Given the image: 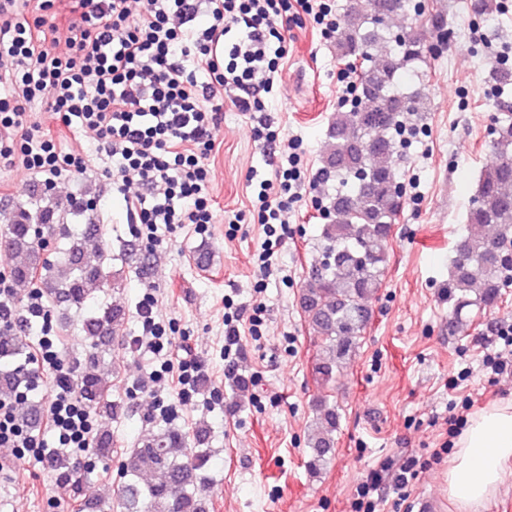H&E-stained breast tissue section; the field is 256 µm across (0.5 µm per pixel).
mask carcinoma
<instances>
[{
    "mask_svg": "<svg viewBox=\"0 0 512 512\" xmlns=\"http://www.w3.org/2000/svg\"><path fill=\"white\" fill-rule=\"evenodd\" d=\"M410 0H348L342 29L336 38V56L365 62L356 85L353 106L333 118L322 154L321 170L347 188L332 199L336 219L322 230L323 260L303 282L301 309L309 326L320 336L323 351L313 366L318 384L329 387L359 344L370 314V301L381 288L388 263V239L402 205L403 193L393 169L399 146L398 130L404 120L424 111L423 99L393 91L401 74L414 72L427 62L429 39L443 46L453 38L441 13L429 15L428 26L413 22L394 37L397 52L380 58L376 52L387 42V20L409 12ZM488 80L509 97L512 69L491 65ZM492 147L497 159L480 176L479 187L467 213V234L460 240L453 271L445 285L448 323L466 324L472 309H490L512 282V118L496 123ZM84 199L35 209L13 211L6 235L16 262L12 277L36 286L52 304L80 315L81 333L92 349L123 330L126 309L118 304L90 306L94 287H124L123 270L112 269V251L103 225L85 224L70 246L49 259L36 237V229L53 232L65 216L89 211ZM27 349L25 337L0 333V397L9 398L24 375L20 360ZM96 355L78 370L79 396L97 413L111 416V382L95 371ZM318 426L308 438L317 469L330 458L336 444L338 414L327 400L318 404ZM209 429L199 425L187 436L179 429H164L132 449L122 465L123 482L117 495L118 512H208L201 487L215 466L208 447ZM99 455L112 451V435L99 431L91 440ZM47 466L65 483L84 491L79 462L54 452Z\"/></svg>",
    "mask_w": 512,
    "mask_h": 512,
    "instance_id": "carcinoma-1",
    "label": "carcinoma"
}]
</instances>
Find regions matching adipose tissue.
I'll return each instance as SVG.
<instances>
[{"label": "adipose tissue", "mask_w": 512, "mask_h": 512, "mask_svg": "<svg viewBox=\"0 0 512 512\" xmlns=\"http://www.w3.org/2000/svg\"><path fill=\"white\" fill-rule=\"evenodd\" d=\"M512 473V403L486 407L468 421L448 469V495L460 512H479Z\"/></svg>", "instance_id": "adipose-tissue-1"}]
</instances>
